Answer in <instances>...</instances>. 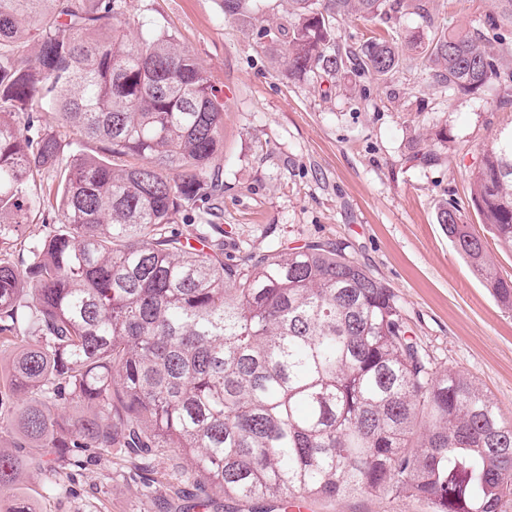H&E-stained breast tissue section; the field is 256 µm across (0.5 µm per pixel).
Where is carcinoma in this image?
I'll return each instance as SVG.
<instances>
[{
    "mask_svg": "<svg viewBox=\"0 0 512 512\" xmlns=\"http://www.w3.org/2000/svg\"><path fill=\"white\" fill-rule=\"evenodd\" d=\"M402 0H288V74L384 78L393 39L335 47L349 15L389 20ZM130 0H0V423L17 448H44L46 488L95 448L144 461L176 448L199 481L262 508L316 494L412 497L431 512H507L512 425L469 375L440 370L409 335L394 294L344 249L276 245L224 261L217 224L194 239L172 216L221 190L224 104L207 72L166 30L130 31ZM36 38L30 57L23 45ZM437 82L474 92L501 78L480 35L435 34L423 47ZM53 113L76 145L35 125ZM56 183L60 218L18 240L40 211L34 187ZM471 202L512 250V133L482 150ZM437 221L473 274L512 310L500 276L455 206ZM22 457L0 449L7 512Z\"/></svg>",
    "mask_w": 512,
    "mask_h": 512,
    "instance_id": "carcinoma-1",
    "label": "carcinoma"
}]
</instances>
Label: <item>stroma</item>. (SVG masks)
Listing matches in <instances>:
<instances>
[{
    "mask_svg": "<svg viewBox=\"0 0 512 512\" xmlns=\"http://www.w3.org/2000/svg\"><path fill=\"white\" fill-rule=\"evenodd\" d=\"M287 9L285 0H248L229 16L222 0H131L136 24L175 31L224 103V149L212 162L224 190L205 208L224 231L225 261L274 244L345 249L390 288L438 368L473 377L512 424V310L497 305L437 222L443 205H456L512 277V252L481 224L470 180L481 150L512 130V105L498 106V82L448 94L421 54L434 33L476 30L512 63V25L495 0H429L432 22L409 11L391 20L404 62L386 80L347 69L293 77L262 36L266 22H286ZM419 141L437 150L436 161L413 159ZM190 465L164 449L148 491L132 463L106 456L53 493L36 469L23 485L36 512H195V488L172 478ZM312 504L313 512H427L412 498L362 493Z\"/></svg>",
    "mask_w": 512,
    "mask_h": 512,
    "instance_id": "obj_1",
    "label": "stroma"
}]
</instances>
